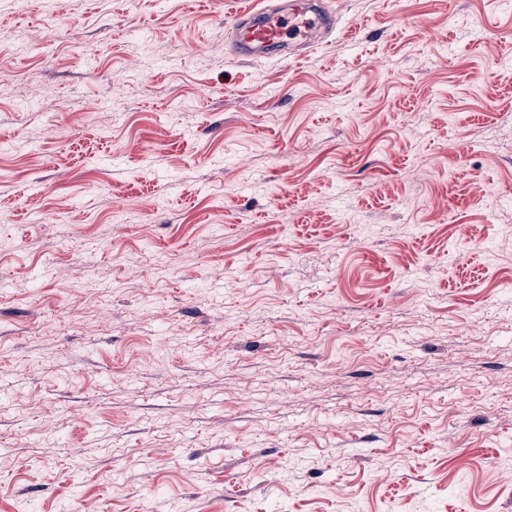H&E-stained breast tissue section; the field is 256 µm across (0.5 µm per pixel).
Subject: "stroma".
I'll use <instances>...</instances> for the list:
<instances>
[{"mask_svg":"<svg viewBox=\"0 0 512 512\" xmlns=\"http://www.w3.org/2000/svg\"><path fill=\"white\" fill-rule=\"evenodd\" d=\"M0 0V512H512V9ZM318 0L284 2L285 6L252 4L237 10L228 24V33L235 55L262 57L268 50H289L297 54L318 41V34L332 30L334 19L318 8ZM288 27H301L299 38L286 35Z\"/></svg>","mask_w":512,"mask_h":512,"instance_id":"stroma-1","label":"stroma"}]
</instances>
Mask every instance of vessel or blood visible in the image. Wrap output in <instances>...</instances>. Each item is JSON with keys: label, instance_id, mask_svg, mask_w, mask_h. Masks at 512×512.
Returning a JSON list of instances; mask_svg holds the SVG:
<instances>
[{"label": "vessel or blood", "instance_id": "1", "mask_svg": "<svg viewBox=\"0 0 512 512\" xmlns=\"http://www.w3.org/2000/svg\"><path fill=\"white\" fill-rule=\"evenodd\" d=\"M333 26V19L319 9L318 0H290L280 7L251 5L237 10L228 33L237 56L259 58L271 49L300 52Z\"/></svg>", "mask_w": 512, "mask_h": 512}]
</instances>
